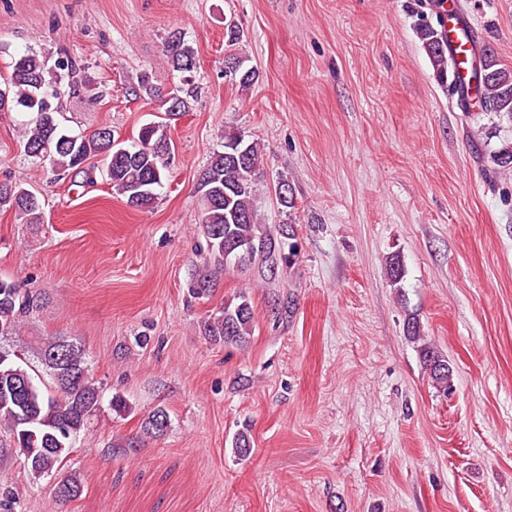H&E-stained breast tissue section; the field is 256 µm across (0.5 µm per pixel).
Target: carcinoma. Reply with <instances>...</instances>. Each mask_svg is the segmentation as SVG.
Masks as SVG:
<instances>
[{
	"mask_svg": "<svg viewBox=\"0 0 512 512\" xmlns=\"http://www.w3.org/2000/svg\"><path fill=\"white\" fill-rule=\"evenodd\" d=\"M428 58L439 78L448 75V31L423 23L417 29ZM166 52L175 71L191 84L196 68L194 48L181 35L173 33L165 42ZM481 65L471 75V88L478 97L481 114L512 126V67L499 64L489 48L476 47ZM231 70L224 79L246 90L257 80L256 71L244 60L229 58ZM73 62L57 64L51 72L43 59L26 53L12 62L7 76L0 81V112L15 107L27 109L31 118L25 123L23 145L26 155L49 162L60 173H85L83 164L91 157L106 159V177L111 189L134 208L154 205L157 188L168 168L169 154H159L155 146L171 145L168 121L189 111L182 88L162 94L153 90L148 80L140 78L138 90L154 98L162 120L143 125L130 144L115 143L112 131L101 128L90 135H71L58 120L55 100L62 94L65 73ZM490 162L512 169V142L489 151ZM263 153L260 143L230 134L224 137L223 150L216 151L199 177L200 228L207 244L209 264L190 283L195 298L209 297L217 288L218 276L230 264L257 262L262 276L276 277L274 269L295 256L293 244L262 230L254 197L260 178ZM0 210L12 211L25 224L43 223V209L37 196L17 183L0 181ZM387 276L394 287L404 278L401 258L391 256ZM41 303V293L23 288L13 281L0 279V337L17 336L21 318L32 314ZM404 329L412 342L419 344L423 365L435 386L451 389L452 368L432 344L425 342L420 321L410 317ZM254 311L247 293L237 301L226 302L207 315L202 323L205 338L215 344L247 345L253 336ZM39 361L52 383L41 384L26 368L25 356L0 347V426L9 433L13 448L31 479L55 477L53 500L62 507L76 501L84 491L83 475L67 468V462L81 436L93 428L100 411L101 387L90 373L84 350L64 336H52L44 342ZM170 422L167 410L157 407L141 423V435H163L159 424Z\"/></svg>",
	"mask_w": 512,
	"mask_h": 512,
	"instance_id": "obj_1",
	"label": "carcinoma"
}]
</instances>
